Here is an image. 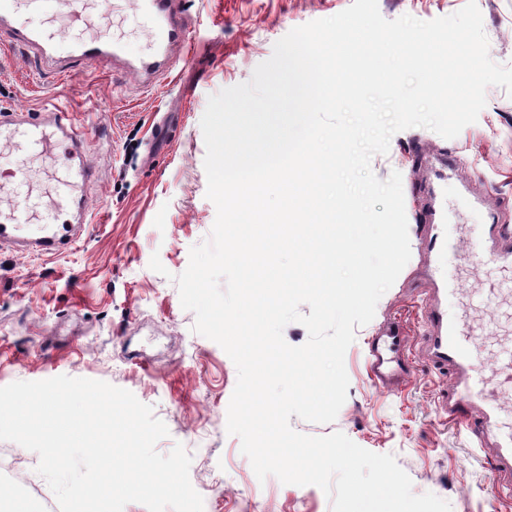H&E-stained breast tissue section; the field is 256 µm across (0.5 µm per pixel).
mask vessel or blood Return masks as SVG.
I'll list each match as a JSON object with an SVG mask.
<instances>
[{
  "label": "vessel or blood",
  "instance_id": "vessel-or-blood-1",
  "mask_svg": "<svg viewBox=\"0 0 512 512\" xmlns=\"http://www.w3.org/2000/svg\"><path fill=\"white\" fill-rule=\"evenodd\" d=\"M49 0H0V37L23 47L40 62L43 70L72 76L94 65L119 66L138 76L145 85H154L173 65L177 51L184 48L189 26L177 8V0H136L135 9L156 29L150 54L127 58L121 38L98 31L78 32L68 39L57 38L47 29L15 23L20 6L45 11ZM87 132L68 106L54 104L37 111L0 108V151L14 156L16 164L0 169V188L13 199L11 207L0 210V248L7 246L22 253L56 257L68 252L77 241L79 229L90 223L85 186L96 172L87 161ZM56 151L65 165L56 178V194L64 208L42 209L24 175L23 163L30 153ZM421 237L426 263L418 277L428 300L422 310V348L435 369L445 371L449 385L440 391L438 404L449 424L475 435L480 447L492 449L489 461L494 474L512 480V432L505 434L497 419L504 397H512V344L502 343L488 369L477 360L484 344L468 312H449L455 295L443 288L438 254L450 243L439 231L440 211L430 209ZM478 244L498 269L512 271V228L504 224L484 225ZM411 338L406 324L389 320L385 328L368 342L369 372L373 380L395 390L411 368Z\"/></svg>",
  "mask_w": 512,
  "mask_h": 512
}]
</instances>
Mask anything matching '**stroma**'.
<instances>
[{
    "label": "stroma",
    "mask_w": 512,
    "mask_h": 512,
    "mask_svg": "<svg viewBox=\"0 0 512 512\" xmlns=\"http://www.w3.org/2000/svg\"><path fill=\"white\" fill-rule=\"evenodd\" d=\"M352 0H179L190 21L188 46L167 77L152 86L94 66L75 76L38 72L16 48L0 44V106L37 110L67 103L92 136L88 159L97 172L86 188L92 224L75 248L46 259L0 251V387L60 375L100 380L131 391L152 407L169 434L156 449L182 444L191 455L190 480L204 512H331L318 487L258 480L238 437L226 431L237 369L216 342L194 333L193 312L181 306L174 281L190 250L211 233L216 208L207 199L206 146L201 119L211 95L250 81L275 43L291 29L332 17ZM466 0H378L381 15L422 21L459 11ZM489 55L512 65V0H477ZM382 180L399 172L405 194L411 258L357 328L345 354L347 400L335 421L298 417L296 431H339L360 447L393 455L412 491L447 500L452 512H512V482L492 476L475 436L453 428L437 403L443 381L422 355L423 295L411 285L420 263V213L433 189L449 197L474 190L475 210L448 220L459 252L470 250L459 224L487 219L512 226V95L486 91L475 123L453 139L414 127L393 135L387 154L374 156ZM159 255L164 273L150 269ZM448 285L471 295L485 319L512 316L490 288L504 275L481 266L475 276L444 257ZM411 329L408 383L386 390L365 365L368 339L387 319ZM36 453L0 441V483L29 499L35 512H60Z\"/></svg>",
    "instance_id": "obj_1"
}]
</instances>
